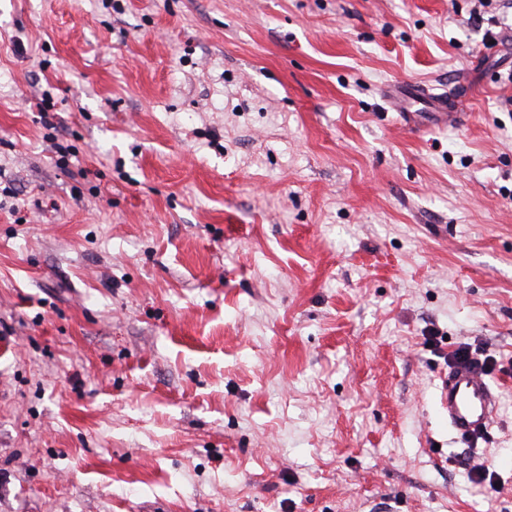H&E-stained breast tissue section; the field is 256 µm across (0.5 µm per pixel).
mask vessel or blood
Here are the masks:
<instances>
[{"label": "vessel or blood", "mask_w": 512, "mask_h": 512, "mask_svg": "<svg viewBox=\"0 0 512 512\" xmlns=\"http://www.w3.org/2000/svg\"><path fill=\"white\" fill-rule=\"evenodd\" d=\"M439 405L455 434L471 440L487 432L495 414L496 395L477 367L457 364L441 382Z\"/></svg>", "instance_id": "b4317fda"}]
</instances>
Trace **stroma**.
<instances>
[{"label": "stroma", "instance_id": "35a3bbf8", "mask_svg": "<svg viewBox=\"0 0 512 512\" xmlns=\"http://www.w3.org/2000/svg\"><path fill=\"white\" fill-rule=\"evenodd\" d=\"M477 7L0 0V512H512V0L492 42ZM439 405L461 439L487 432L496 409V395L484 374L469 364L452 366L439 389Z\"/></svg>", "mask_w": 512, "mask_h": 512}]
</instances>
